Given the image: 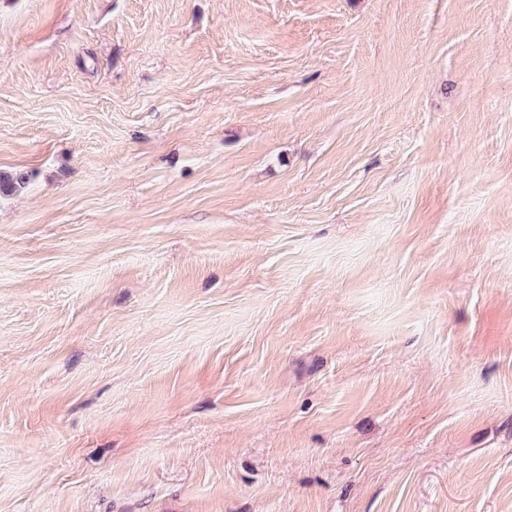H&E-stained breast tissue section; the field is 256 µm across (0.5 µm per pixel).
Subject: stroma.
<instances>
[{
	"label": "stroma",
	"instance_id": "obj_1",
	"mask_svg": "<svg viewBox=\"0 0 512 512\" xmlns=\"http://www.w3.org/2000/svg\"><path fill=\"white\" fill-rule=\"evenodd\" d=\"M0 512H512V0H0Z\"/></svg>",
	"mask_w": 512,
	"mask_h": 512
}]
</instances>
